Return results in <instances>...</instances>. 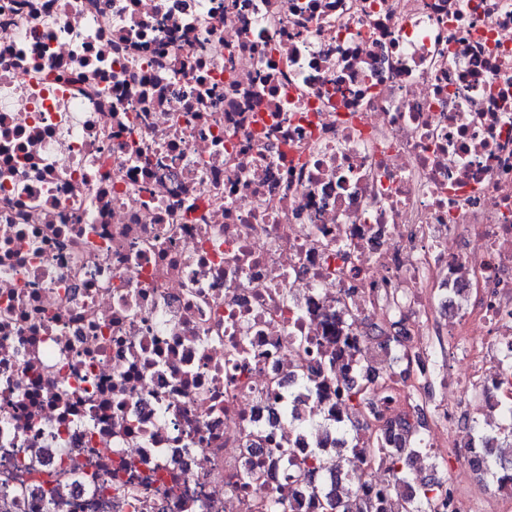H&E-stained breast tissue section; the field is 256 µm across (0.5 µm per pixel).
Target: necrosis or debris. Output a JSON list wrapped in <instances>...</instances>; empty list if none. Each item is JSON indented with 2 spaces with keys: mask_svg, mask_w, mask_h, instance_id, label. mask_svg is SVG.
<instances>
[{
  "mask_svg": "<svg viewBox=\"0 0 512 512\" xmlns=\"http://www.w3.org/2000/svg\"><path fill=\"white\" fill-rule=\"evenodd\" d=\"M509 361L512 0H0L11 512H319L341 421L407 495L403 413L436 512H512L463 431ZM390 436H393L395 448H378V454L385 459L393 478L403 482H414L412 472L408 468L407 460L416 450L413 443L418 441L417 430L408 415L400 416L390 423Z\"/></svg>",
  "mask_w": 512,
  "mask_h": 512,
  "instance_id": "obj_1",
  "label": "necrosis or debris"
}]
</instances>
